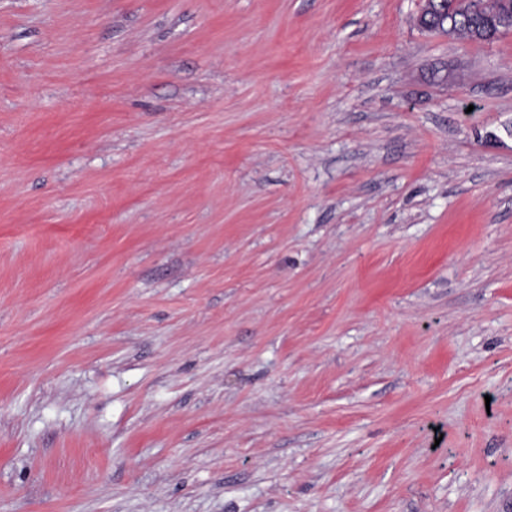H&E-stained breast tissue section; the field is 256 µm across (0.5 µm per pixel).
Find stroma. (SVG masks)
Instances as JSON below:
<instances>
[{"instance_id": "stroma-1", "label": "stroma", "mask_w": 512, "mask_h": 512, "mask_svg": "<svg viewBox=\"0 0 512 512\" xmlns=\"http://www.w3.org/2000/svg\"><path fill=\"white\" fill-rule=\"evenodd\" d=\"M421 0H0V512H512V31ZM423 4L416 16L417 25L431 33L446 36L456 35L470 40L469 31L472 24L500 14L507 9L504 0H459L457 10L453 9L452 20L448 21V14L444 8L443 0H423ZM472 40L489 42L495 40L502 33L512 30V15L504 13L493 20L472 27Z\"/></svg>"}]
</instances>
